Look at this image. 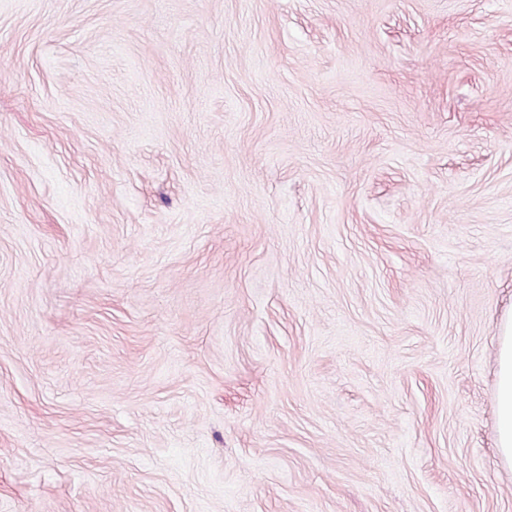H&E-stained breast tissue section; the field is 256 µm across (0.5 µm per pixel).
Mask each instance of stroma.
<instances>
[{
	"label": "stroma",
	"instance_id": "1",
	"mask_svg": "<svg viewBox=\"0 0 512 512\" xmlns=\"http://www.w3.org/2000/svg\"><path fill=\"white\" fill-rule=\"evenodd\" d=\"M512 0H0V512H512ZM499 378L495 404L498 420V442L501 455L512 461V316L501 329L498 350Z\"/></svg>",
	"mask_w": 512,
	"mask_h": 512
}]
</instances>
